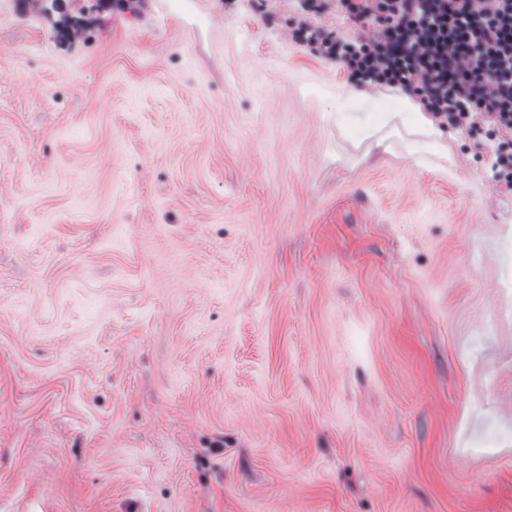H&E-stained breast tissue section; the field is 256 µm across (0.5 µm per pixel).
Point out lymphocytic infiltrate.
<instances>
[{
	"label": "lymphocytic infiltrate",
	"instance_id": "obj_1",
	"mask_svg": "<svg viewBox=\"0 0 512 512\" xmlns=\"http://www.w3.org/2000/svg\"><path fill=\"white\" fill-rule=\"evenodd\" d=\"M366 37L308 33L358 83L418 95L442 124L480 115L498 142L491 168L512 189V0H338Z\"/></svg>",
	"mask_w": 512,
	"mask_h": 512
}]
</instances>
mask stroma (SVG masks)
Returning <instances> with one entry per match:
<instances>
[{"label": "stroma", "mask_w": 512, "mask_h": 512, "mask_svg": "<svg viewBox=\"0 0 512 512\" xmlns=\"http://www.w3.org/2000/svg\"><path fill=\"white\" fill-rule=\"evenodd\" d=\"M302 22L0 0V512H512V191ZM394 100L398 106L391 114L415 112L418 116L416 131L419 138L414 142V151H425L440 155L448 154V147H445L439 140L440 131L433 120L424 114L425 111L420 102L401 90L397 91Z\"/></svg>", "instance_id": "stroma-1"}]
</instances>
